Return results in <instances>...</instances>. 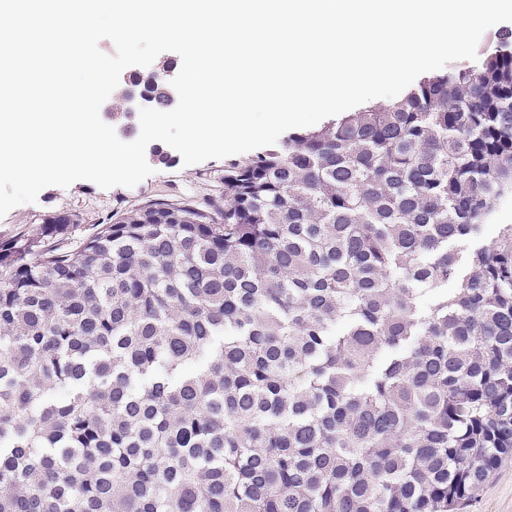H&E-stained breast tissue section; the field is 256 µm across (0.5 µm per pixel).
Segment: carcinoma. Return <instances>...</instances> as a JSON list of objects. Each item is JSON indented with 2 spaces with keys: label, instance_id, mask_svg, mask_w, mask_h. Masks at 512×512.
<instances>
[{
  "label": "carcinoma",
  "instance_id": "cac0c4a2",
  "mask_svg": "<svg viewBox=\"0 0 512 512\" xmlns=\"http://www.w3.org/2000/svg\"><path fill=\"white\" fill-rule=\"evenodd\" d=\"M508 182L502 37L207 207L0 242V512H459L512 455V226L461 257Z\"/></svg>",
  "mask_w": 512,
  "mask_h": 512
}]
</instances>
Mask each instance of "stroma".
I'll use <instances>...</instances> for the list:
<instances>
[{
  "instance_id": "1",
  "label": "stroma",
  "mask_w": 512,
  "mask_h": 512,
  "mask_svg": "<svg viewBox=\"0 0 512 512\" xmlns=\"http://www.w3.org/2000/svg\"><path fill=\"white\" fill-rule=\"evenodd\" d=\"M243 155L208 160L184 166L176 150H168L165 159L149 157L154 172L137 186L101 189L80 180L70 187L49 186L41 190L36 202L23 204L0 218V242L21 231L37 228L44 217L59 212L78 214L76 236L92 235L98 224L112 216L141 208L161 200L203 203L218 198L224 190L225 169L243 162ZM465 512H512V458L504 460L493 472L478 496Z\"/></svg>"
}]
</instances>
